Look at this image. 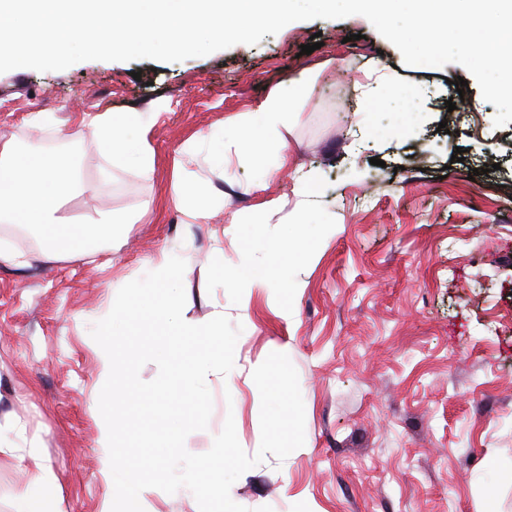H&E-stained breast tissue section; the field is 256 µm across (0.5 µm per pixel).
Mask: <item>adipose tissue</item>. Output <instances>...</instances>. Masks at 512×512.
<instances>
[{"label":"adipose tissue","instance_id":"1","mask_svg":"<svg viewBox=\"0 0 512 512\" xmlns=\"http://www.w3.org/2000/svg\"><path fill=\"white\" fill-rule=\"evenodd\" d=\"M304 83V78L294 79L286 89L271 94L250 112L246 142L251 149L265 150L267 142L287 127L291 120L288 105ZM167 108V103L159 100L147 112H103L93 117L90 134L105 169L131 168L150 175L155 151L149 133ZM79 187L72 164L56 153L34 144L0 147V222L17 225L36 237L39 252L47 261L81 256L110 244L122 225L136 221L135 216L109 210L82 224L59 221L56 212L61 197ZM291 262L290 252L278 245L269 251L261 266L255 263L251 251H243L237 267L238 280L247 288L274 278L286 280ZM27 464L34 478L19 494L16 512H56L55 475L38 456H29Z\"/></svg>","mask_w":512,"mask_h":512}]
</instances>
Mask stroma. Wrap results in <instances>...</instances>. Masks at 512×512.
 Segmentation results:
<instances>
[{
	"label": "stroma",
	"instance_id": "stroma-1",
	"mask_svg": "<svg viewBox=\"0 0 512 512\" xmlns=\"http://www.w3.org/2000/svg\"><path fill=\"white\" fill-rule=\"evenodd\" d=\"M323 45L301 48L312 35ZM394 66L418 89L426 120L405 130L398 89L365 107V67ZM308 73L293 118L265 159L237 150L249 112L290 77ZM457 64L409 66L363 16L295 21L254 46L179 62L87 60L61 71L0 73V145L37 144L67 156L88 189L66 196L58 215L84 222L104 208L138 214L127 237L88 256L47 263L32 235L0 223L32 261L0 268V424L13 453L0 454V512H16L37 454L57 478L59 512H104L100 470L104 421L93 397L104 379L90 330L118 290L184 251L185 321L223 310L242 324L234 367L210 374L207 429L187 450L208 451L233 416L248 455L259 449L260 394L252 373L269 353L289 356L305 407V443L285 459L267 455L231 487L250 512H512V122ZM457 132L444 137L449 98ZM171 106L150 132V177L103 162L82 119L101 112ZM34 112L65 120L63 132L32 127ZM372 127V148L360 145ZM225 146L185 162L200 137ZM463 161H454L456 149ZM285 164H278V156ZM277 166L265 177L264 166ZM316 192H300L295 173ZM201 190L213 212L182 224L174 188ZM278 201V209L261 210ZM289 240L299 255L288 285L242 290L239 256ZM494 468L485 481L482 472Z\"/></svg>",
	"mask_w": 512,
	"mask_h": 512
}]
</instances>
